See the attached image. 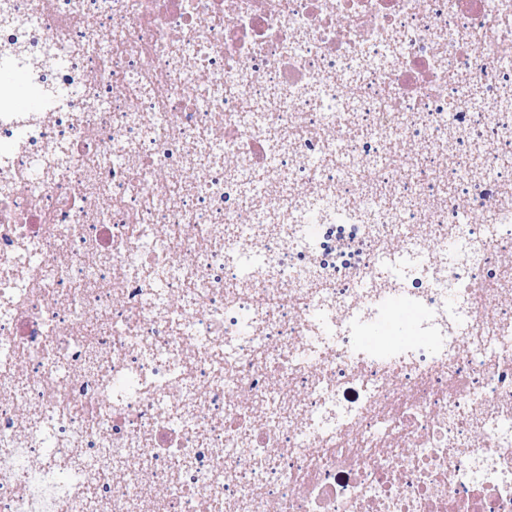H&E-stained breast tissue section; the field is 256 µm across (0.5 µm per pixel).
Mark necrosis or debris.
I'll return each instance as SVG.
<instances>
[{
	"label": "necrosis or debris",
	"mask_w": 512,
	"mask_h": 512,
	"mask_svg": "<svg viewBox=\"0 0 512 512\" xmlns=\"http://www.w3.org/2000/svg\"><path fill=\"white\" fill-rule=\"evenodd\" d=\"M95 2L0 0L5 512H512V387L496 379L512 255L496 284L476 274L512 224L497 153L512 0ZM75 51V75L46 85ZM452 112L498 144L442 154ZM344 223L409 266L367 263L338 298L318 260L281 264ZM396 304L409 321L391 352L341 346ZM107 468L110 493L89 495Z\"/></svg>",
	"instance_id": "obj_1"
}]
</instances>
